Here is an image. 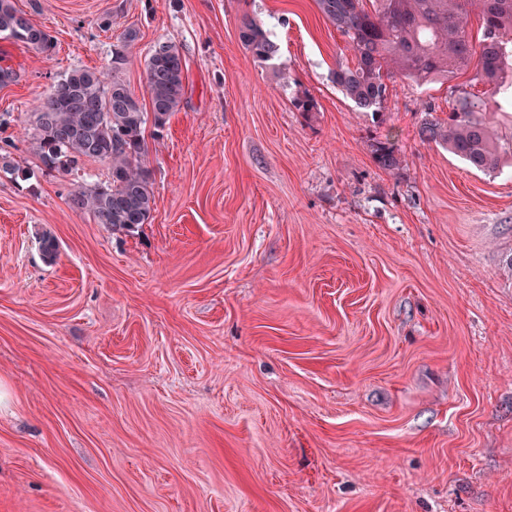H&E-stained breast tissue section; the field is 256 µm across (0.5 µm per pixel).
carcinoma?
I'll return each mask as SVG.
<instances>
[{
	"label": "carcinoma",
	"instance_id": "carcinoma-1",
	"mask_svg": "<svg viewBox=\"0 0 512 512\" xmlns=\"http://www.w3.org/2000/svg\"><path fill=\"white\" fill-rule=\"evenodd\" d=\"M373 2L368 11L364 3ZM318 9L347 41L356 58L352 67L339 64L332 79L358 111L377 118L388 99L387 82L397 77L418 85L450 82L474 69V80L493 93L506 94L512 82V0H315ZM478 11L481 39L469 34ZM239 38L252 57L267 60L277 51L270 35L251 18H244ZM0 39H11L46 57L54 37L43 25L17 9L14 0H0ZM137 39L126 31L112 50V68L129 60ZM150 108L108 74L75 67L54 81L34 116V144L43 167L69 172L92 158L108 165L107 178L77 184L72 205L90 213L114 231H131L151 218L154 205L152 174L144 163V129L152 122L165 127L185 96L184 64L178 47L156 44L145 58ZM456 104L448 120L427 109L424 140L448 148L470 167L496 170L502 145L490 130L485 102L466 88L454 86ZM372 152L380 168L395 173L401 161L390 139L377 140Z\"/></svg>",
	"mask_w": 512,
	"mask_h": 512
}]
</instances>
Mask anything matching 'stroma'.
I'll return each instance as SVG.
<instances>
[{"label":"stroma","mask_w":512,"mask_h":512,"mask_svg":"<svg viewBox=\"0 0 512 512\" xmlns=\"http://www.w3.org/2000/svg\"><path fill=\"white\" fill-rule=\"evenodd\" d=\"M16 4L57 46L0 39V147L28 172L0 177V512H512V159L420 135L470 73L390 81L377 123L332 82L354 55L315 0ZM163 41L187 92L144 132L149 223L113 231L70 201L106 164L47 173L32 114L74 67L147 102ZM239 38L253 58L267 60L278 51L277 44L271 40L268 32L251 18L242 20ZM372 152L376 163L383 170L389 173H396L400 169V158L387 136L384 140H376L372 144Z\"/></svg>","instance_id":"stroma-1"}]
</instances>
